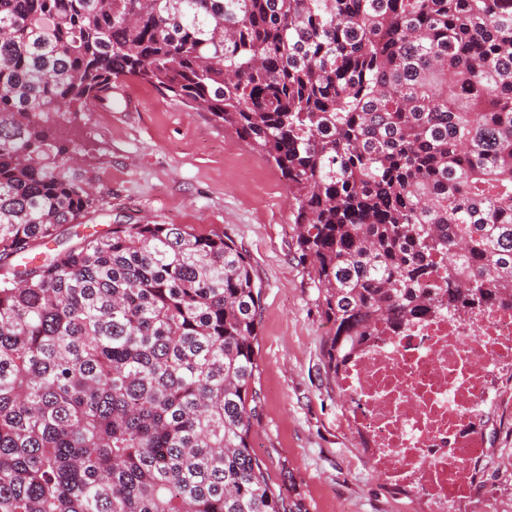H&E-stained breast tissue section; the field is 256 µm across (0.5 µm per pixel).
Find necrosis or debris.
<instances>
[{
	"label": "necrosis or debris",
	"instance_id": "4bbe7bcc",
	"mask_svg": "<svg viewBox=\"0 0 512 512\" xmlns=\"http://www.w3.org/2000/svg\"><path fill=\"white\" fill-rule=\"evenodd\" d=\"M512 365V305L378 325L339 378L349 424L370 442L377 474L448 512L477 484L487 444L475 418L491 378Z\"/></svg>",
	"mask_w": 512,
	"mask_h": 512
}]
</instances>
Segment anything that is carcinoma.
Returning <instances> with one entry per match:
<instances>
[{"label": "carcinoma", "instance_id": "1", "mask_svg": "<svg viewBox=\"0 0 512 512\" xmlns=\"http://www.w3.org/2000/svg\"><path fill=\"white\" fill-rule=\"evenodd\" d=\"M133 77L288 182L338 376L376 325L512 302V0H0V512H302L248 443L261 290L64 164Z\"/></svg>", "mask_w": 512, "mask_h": 512}]
</instances>
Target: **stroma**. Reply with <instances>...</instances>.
<instances>
[{"instance_id": "35a3bbf8", "label": "stroma", "mask_w": 512, "mask_h": 512, "mask_svg": "<svg viewBox=\"0 0 512 512\" xmlns=\"http://www.w3.org/2000/svg\"><path fill=\"white\" fill-rule=\"evenodd\" d=\"M80 176L99 207L63 228L181 224L231 239L261 288L258 396L249 444L272 483L305 512H421L372 470L371 453L348 426L349 405L326 366L332 326L301 263L293 200L280 172L210 114L132 79L112 83L111 107L78 121ZM480 427L490 448L478 483L450 512H512V367L492 379Z\"/></svg>"}]
</instances>
